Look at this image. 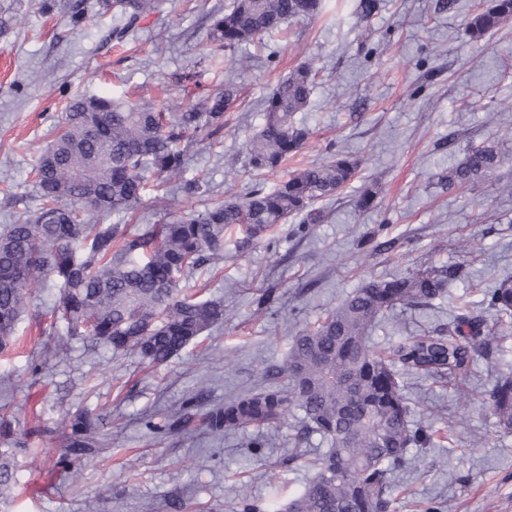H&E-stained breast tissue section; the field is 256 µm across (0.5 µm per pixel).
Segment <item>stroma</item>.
<instances>
[{"instance_id": "1", "label": "stroma", "mask_w": 512, "mask_h": 512, "mask_svg": "<svg viewBox=\"0 0 512 512\" xmlns=\"http://www.w3.org/2000/svg\"><path fill=\"white\" fill-rule=\"evenodd\" d=\"M437 2L381 0L365 23L356 0H327L321 16L291 21L265 48L236 51L228 70L207 31L211 12L230 0H157L155 13L121 44L109 36L119 14L93 12L76 26L67 0H0L14 15L11 31L0 34V225L34 209L33 169L76 95L159 99L178 77L195 97L228 78L240 86L219 137L187 154L188 176L206 181L208 194L169 200L159 187L161 204L112 214L111 224H160L183 207L201 210L244 195L254 183L273 186L338 152L360 161L354 180L325 202L321 223L292 217L273 239L243 253L225 243L222 264L194 271L188 287L223 298L228 316L166 364L67 338L52 313L55 291L35 288L17 325L19 349L0 356V384L9 385L0 407L25 443L16 456L17 485L0 512H224L240 484L286 505L326 448L316 434L298 439V414L260 448L250 429L213 439L201 429L163 434L154 423L198 389L212 406L262 387L266 366L284 357L289 337L371 278L462 267L461 279L431 307H399L377 322L373 344L432 333L463 305L495 322L485 298L512 278V160L465 189H442L437 175L470 146L512 142V19L474 42L465 19L486 0H456L443 12ZM302 63L315 71L316 84L295 119L312 135L283 167L251 176L243 142L263 122L261 102ZM368 187L377 198L364 210L357 200ZM383 239L396 240V249L376 252L374 241ZM267 288L275 297L258 307ZM493 347L494 355L477 359L455 385L405 376L413 420L449 432L451 442L419 449L422 466L396 473L393 512H512V433H502L483 404L501 374L512 371V337ZM34 362L43 363L41 372L31 373ZM78 407L107 417L109 448L82 461L72 477L54 469L62 448L54 428ZM39 423L48 433H33ZM296 447L303 459L282 468L280 487L272 489L267 464Z\"/></svg>"}]
</instances>
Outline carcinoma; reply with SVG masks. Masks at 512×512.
I'll use <instances>...</instances> for the list:
<instances>
[{"instance_id":"carcinoma-1","label":"carcinoma","mask_w":512,"mask_h":512,"mask_svg":"<svg viewBox=\"0 0 512 512\" xmlns=\"http://www.w3.org/2000/svg\"><path fill=\"white\" fill-rule=\"evenodd\" d=\"M125 20L112 39H127L155 9V0H99ZM324 0H233L211 16L209 40L234 52L288 21L322 13ZM505 19L512 0L489 3L466 19V31L482 40ZM315 83L307 64L293 68L265 98L263 124L246 140L248 169L270 172L294 158L309 130L294 116L307 107ZM227 80L183 111L167 102L104 96H75L64 126L38 158L39 207L13 224L0 226V355L15 345V327L40 283L59 292L57 306L67 335L81 337L151 364L169 362L204 332L224 323V300L198 298L181 287L198 267L224 260V236L238 229L245 250L297 215L319 224L316 203L336 197L354 180L359 161L338 153L321 164L288 174L272 189L256 184L242 198L223 199L202 211L186 209L164 224H106L103 217L130 213L145 202L149 182L175 183L173 194L198 197L199 177L187 178L186 149L218 137L224 112L237 100ZM489 140L471 147L442 171L446 189L469 186L495 172L511 155ZM453 265L411 270L392 279H370L346 295L325 316L291 337L284 361L266 371V386L241 393L202 415L208 435L251 428L259 436L301 412V434L317 433L330 444L303 490L285 512H392L394 472L419 466L411 448L436 446L435 432L411 420L401 375L453 381L471 372L490 352V333L512 335V279L487 293L497 314L489 330L480 316L461 313L433 334L402 338L383 351L368 333L397 307H428L457 277ZM200 394L186 397L159 429L188 435L196 428ZM499 428L512 433V372L503 374L486 398ZM104 425L77 409L61 427L63 470L103 452ZM14 464L0 452V496L14 486ZM236 512H271L272 502L245 488L235 491Z\"/></svg>"}]
</instances>
